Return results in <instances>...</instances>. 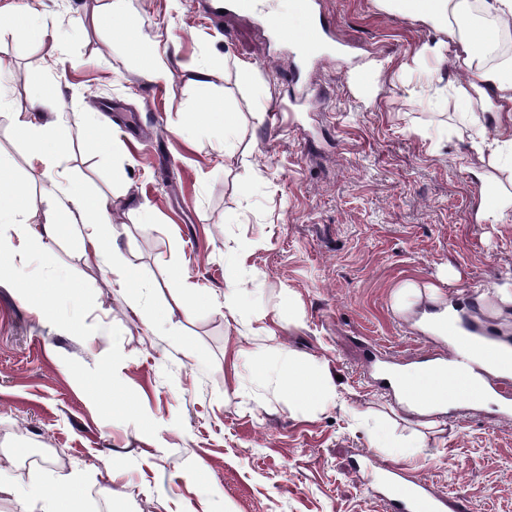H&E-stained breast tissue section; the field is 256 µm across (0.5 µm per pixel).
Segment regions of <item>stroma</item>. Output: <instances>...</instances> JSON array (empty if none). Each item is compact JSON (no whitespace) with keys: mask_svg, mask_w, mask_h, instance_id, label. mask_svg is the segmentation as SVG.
Returning a JSON list of instances; mask_svg holds the SVG:
<instances>
[{"mask_svg":"<svg viewBox=\"0 0 512 512\" xmlns=\"http://www.w3.org/2000/svg\"><path fill=\"white\" fill-rule=\"evenodd\" d=\"M109 4L42 0L65 33L58 41L0 28V93L12 103L0 112V157L29 188L25 222L44 223L50 177L15 126L41 84L62 115L60 166L111 202L110 248L148 285L151 314L133 315L108 263L63 238L0 265V452L20 451L9 478L51 493L82 474L85 512H386L353 467L366 455L428 478L455 512H512V416L495 405L442 415L413 464L354 419L396 404L364 373L366 343L408 362L440 352L415 321L428 289L443 306L481 291L474 318L512 337V305L496 294L512 284V217L477 221L480 190L454 161L467 147L455 135L462 120L418 83L433 29L375 0H325L361 65L311 71L326 95L288 128L274 106L291 90L299 43L273 58L250 20L216 26L194 0H132L141 28L169 48L172 76L153 81ZM214 97L239 117L233 148L204 113ZM87 108L114 136L109 158L89 145L78 117ZM244 244L251 313L285 317L273 340L224 318L225 266ZM174 268L209 293L191 319L159 331L153 318L178 294ZM408 281L421 294L400 310L394 293ZM40 284L51 290L43 310L25 295ZM240 347L328 361L337 402L310 416L273 396L256 405L225 375V352Z\"/></svg>","mask_w":512,"mask_h":512,"instance_id":"stroma-1","label":"stroma"}]
</instances>
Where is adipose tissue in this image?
Instances as JSON below:
<instances>
[{"label": "adipose tissue", "instance_id": "ef3b65f1", "mask_svg": "<svg viewBox=\"0 0 512 512\" xmlns=\"http://www.w3.org/2000/svg\"><path fill=\"white\" fill-rule=\"evenodd\" d=\"M413 17L431 25L442 38L423 45L418 55L423 63L420 78L431 83L440 61L466 74L464 83L449 87L448 95L467 122L471 151L486 158V165L469 167L471 182L482 192L479 220L491 223L512 212V192L492 188L489 163L512 155V55L494 58L493 51L512 27V0H419ZM57 114L40 92H33L29 108L18 113L16 129L29 144L31 156L51 175L46 192L48 210L43 225L22 221L28 188L13 181L0 159V223L18 225L21 233L51 240L74 234L75 222L86 231L75 234V244L86 258L102 260L112 235V205L80 184L68 180L59 169L64 147L55 137ZM506 129L507 137L489 136V129ZM245 248L234 250L224 275V316L250 325L253 335L271 337L282 322L280 311L250 316L237 281L245 264ZM232 378L242 394L259 398L272 389L287 402L289 410L317 411L333 405L336 388L325 360L292 351L270 356L250 352L245 362H231ZM83 478L74 475L68 486L46 494L40 486L19 490L0 474V496L22 497L31 512H83Z\"/></svg>", "mask_w": 512, "mask_h": 512}]
</instances>
